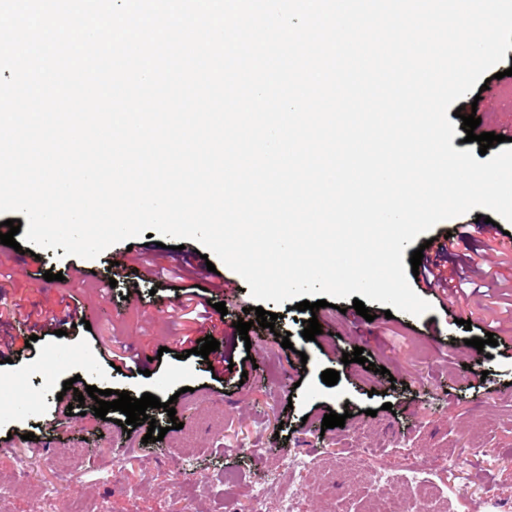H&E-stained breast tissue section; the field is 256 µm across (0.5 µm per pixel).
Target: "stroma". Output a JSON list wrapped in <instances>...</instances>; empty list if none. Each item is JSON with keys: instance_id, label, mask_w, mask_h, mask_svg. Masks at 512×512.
<instances>
[{"instance_id": "1", "label": "stroma", "mask_w": 512, "mask_h": 512, "mask_svg": "<svg viewBox=\"0 0 512 512\" xmlns=\"http://www.w3.org/2000/svg\"><path fill=\"white\" fill-rule=\"evenodd\" d=\"M458 106L478 105L487 131L512 130V77L494 79L480 97L466 95ZM139 236L120 242L94 259L66 255L64 248L38 256L0 248V275L9 288L0 311L22 308L26 325L16 329L22 362L0 364V512H245L252 495L243 484L226 487L224 473H249L254 485L270 489L268 512H278L282 489H300L297 512H417L414 487L400 482L382 499L372 475L382 469L430 465V479L443 496L446 512H492L512 506V358L499 343L512 345V264L504 263L491 240L471 245L483 267L501 285L476 294L448 314L439 296L422 284L414 292L432 309L420 317L395 312L385 318L384 304L369 303L373 321L357 315L352 298L320 309L332 325L329 340L302 336L310 311L264 303L275 313L274 330L232 333L224 341L225 360L256 361L247 372H209L200 356L187 352L184 337L196 323L176 321L164 301H176L195 286L200 271L191 260L206 249L185 240ZM133 261L150 259L163 276L143 277L129 288L123 271L112 268L116 252ZM62 273L45 281L44 271ZM95 306L92 326L77 323L66 335L55 333L53 319L81 303ZM470 328H463V321ZM493 333L497 346L475 357L467 339ZM292 346H281V335ZM135 345L153 356L149 374L116 371L101 350L121 352ZM362 348L366 364H344L343 354ZM306 370L295 371L298 353ZM478 372H470L471 359ZM375 370H367V363ZM386 374H377V367ZM339 373L336 385L321 374ZM80 377L98 389L151 393L172 401L175 417L148 409L166 428L163 440L144 443L141 425L123 431L102 422L85 401L65 430L54 427L57 395L63 383ZM345 415L344 427L322 429L327 411ZM182 422V429L171 426ZM40 444L30 453L24 436ZM301 453L305 469L289 468ZM208 473L215 484L199 488Z\"/></svg>"}]
</instances>
